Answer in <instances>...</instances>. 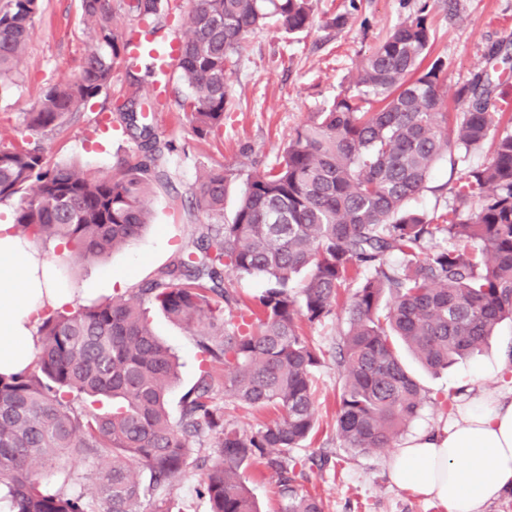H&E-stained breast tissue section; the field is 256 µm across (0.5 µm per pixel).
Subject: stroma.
<instances>
[{"label":"stroma","mask_w":512,"mask_h":512,"mask_svg":"<svg viewBox=\"0 0 512 512\" xmlns=\"http://www.w3.org/2000/svg\"><path fill=\"white\" fill-rule=\"evenodd\" d=\"M421 7L428 14L434 53L448 65L447 109L458 111L456 90L485 68L492 47L512 38V0H314L311 28L290 35L273 23L248 36L229 76L231 105L224 127L218 135L201 139L178 106L187 87L174 78L165 88H154L141 67L131 73L117 70L108 91L82 106L63 131H28L24 117L36 107L42 89L70 78L91 44L81 0H42L22 74L0 89V141L23 138L37 145L51 163L74 162L96 176L111 174L118 162H135L138 155L133 139L110 119L115 98L124 92L152 104L148 121L157 137L173 142L175 150L166 160L168 183L154 187L149 195L152 223L139 238L94 263L78 260L51 242H38V249L77 287L80 304L132 293L180 252L192 249L211 223L192 195L202 170L232 173L224 197V219L232 221L246 175L274 166L294 129L332 103L390 30ZM337 14L346 16L344 26L332 25ZM456 178L448 158H441L427 189L412 200V208L429 216L447 209ZM149 318L154 332L179 358V380L168 395V410L176 419L181 397L199 373L196 337L159 310H151ZM344 320L340 312L307 330L324 359L315 372L318 423L296 451L305 465L301 487L322 500L324 512H447L439 502L392 484L387 471L391 451L361 454L337 438L342 379L336 341ZM510 346L512 320L507 319L481 353L435 376L417 371L426 402L406 436L442 428L456 414L458 401L479 389L512 391L502 376L479 374Z\"/></svg>","instance_id":"stroma-1"}]
</instances>
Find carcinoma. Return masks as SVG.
<instances>
[{
  "instance_id": "obj_1",
  "label": "carcinoma",
  "mask_w": 512,
  "mask_h": 512,
  "mask_svg": "<svg viewBox=\"0 0 512 512\" xmlns=\"http://www.w3.org/2000/svg\"><path fill=\"white\" fill-rule=\"evenodd\" d=\"M161 0H121L130 25L154 17ZM92 43L77 72L46 86L30 131L63 127L82 104L130 68L114 29L112 0H82ZM40 0H0V87L20 74ZM288 34L315 22L312 0H193L189 33L176 64L189 95L180 103L195 134L224 126L229 72L243 42L270 22ZM432 33L421 8L396 25L348 86L288 141L279 163L243 181L230 224H211L196 250L178 255L126 296L77 304L41 317L32 365L0 376V502L8 512H176L173 482L196 442L214 439L200 461L197 495L210 512H257L246 471L278 477L280 512H324L298 491L296 449L316 422L314 373L323 352L302 324H320L340 305L337 343L343 371L336 436L362 454L393 447L426 395L403 362V343L426 368L445 370L479 350L512 320V114L498 105L493 74L512 56L493 48L489 67L455 93L449 120L447 65L430 59ZM116 113L138 160L96 177L74 163L49 164L29 143H0V201L25 193L15 228L35 241L64 240L95 261L141 235L151 222L146 197L168 181L174 152L127 98ZM491 145L479 166L470 154ZM461 167L448 209L428 217L409 208L427 189L435 163ZM231 174L205 170L194 196L224 219ZM444 243L429 249L428 240ZM399 262L390 263V257ZM365 277L353 283L352 272ZM266 288L235 314L233 276ZM188 329L203 324L199 375L173 421L166 395L176 356L154 335L147 306ZM224 366V401L278 417L245 427L224 418L214 397V367ZM88 462L96 492L79 489L74 467Z\"/></svg>"
}]
</instances>
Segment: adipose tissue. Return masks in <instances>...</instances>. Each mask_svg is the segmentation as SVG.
I'll return each instance as SVG.
<instances>
[{"label": "adipose tissue", "mask_w": 512, "mask_h": 512, "mask_svg": "<svg viewBox=\"0 0 512 512\" xmlns=\"http://www.w3.org/2000/svg\"><path fill=\"white\" fill-rule=\"evenodd\" d=\"M55 272L30 238L0 222L1 375L31 364L42 311L74 304L75 289L59 287ZM389 477L448 512H482L484 504L512 490V397L482 391L463 398L449 426L420 433L397 449Z\"/></svg>", "instance_id": "ef3b65f1"}]
</instances>
